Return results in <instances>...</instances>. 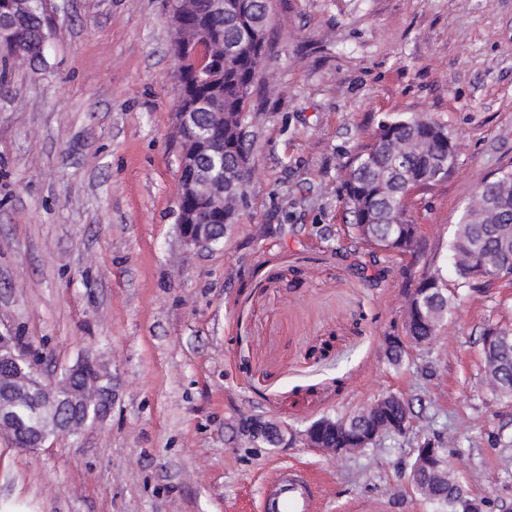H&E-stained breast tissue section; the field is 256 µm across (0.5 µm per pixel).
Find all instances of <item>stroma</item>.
Returning a JSON list of instances; mask_svg holds the SVG:
<instances>
[{"mask_svg":"<svg viewBox=\"0 0 512 512\" xmlns=\"http://www.w3.org/2000/svg\"><path fill=\"white\" fill-rule=\"evenodd\" d=\"M45 62L0 83V333L46 379L87 357L112 412L16 447L0 431V512H256L279 468H304L319 512H438L415 492L420 440L486 512L512 505V400L482 382L481 333L512 328V282L480 285L401 367L407 295L455 281L452 230L512 168V0H272L247 112L248 205L212 248L178 231L177 74L165 0H51ZM420 113L458 145L415 190L407 253L355 238L343 176L379 122ZM409 434L337 460L298 435L387 394ZM261 418L296 433L254 440ZM435 439L438 441L440 448V456H439V449L434 447L433 443L429 442H423L421 441L417 448H415V454L418 457V460L421 464L425 465H438V462L440 461V457L442 459V462L447 464L446 457H448L445 454V450L447 451V447L451 448L455 446V440H452L451 438H448V440L444 439Z\"/></svg>","mask_w":512,"mask_h":512,"instance_id":"stroma-1","label":"stroma"}]
</instances>
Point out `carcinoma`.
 <instances>
[{
    "instance_id": "obj_1",
    "label": "carcinoma",
    "mask_w": 512,
    "mask_h": 512,
    "mask_svg": "<svg viewBox=\"0 0 512 512\" xmlns=\"http://www.w3.org/2000/svg\"><path fill=\"white\" fill-rule=\"evenodd\" d=\"M18 0H0V13H14L10 30L0 36V75L6 76L11 58L20 51L38 58L41 52L40 30H49L50 20L38 0H26L27 7L20 10ZM224 14L209 11V0H190L188 28L207 25L224 32V71L210 84H199L192 76L181 77L183 92L194 101L199 97L205 105L199 112H224V169L235 167L241 153L249 147L238 138L239 122L246 120L245 110L251 87L258 72L265 45L267 25L262 13L247 0H228ZM392 132L409 139L415 135L425 138L428 149L407 158L410 177L415 179L411 187L432 188L443 182L433 168V161L444 154L448 142V129L422 114H411L385 119L378 124L372 142L364 147L349 167V177L343 181V204L353 217L351 229L357 237L373 248L406 251L418 234L417 225L376 224L367 233L360 224V211L392 214L400 205L395 194H389L384 183L396 164L395 158L382 149L383 137ZM457 275L456 288H470L476 281L474 271L507 269L512 271V196L499 202L486 223L479 224L461 217L449 243ZM420 287L428 289L421 299V309L408 315L407 333L416 345L431 343L438 324L447 319L453 308L455 293L448 290V283L441 267L436 266L421 278ZM483 348V384L493 395L512 400V331L497 330V339ZM65 379L80 390L82 407L87 421L97 416L98 407L112 388V379L96 364L82 367L78 375L68 374ZM406 410L399 404L374 409L365 407L336 417V434L327 433L324 440L336 441L338 448L357 447L356 439L369 431L383 427L380 437H396L406 433L400 425ZM412 487L426 500L439 505L444 512H467L469 495L464 485L453 474L448 480L438 481L425 468L412 461Z\"/></svg>"
}]
</instances>
